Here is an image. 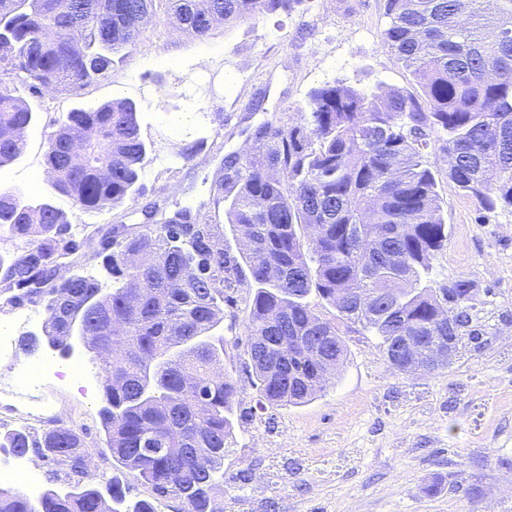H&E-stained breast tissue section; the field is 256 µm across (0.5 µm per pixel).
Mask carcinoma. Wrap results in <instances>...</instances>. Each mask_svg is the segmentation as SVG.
Returning a JSON list of instances; mask_svg holds the SVG:
<instances>
[{
    "label": "carcinoma",
    "mask_w": 512,
    "mask_h": 512,
    "mask_svg": "<svg viewBox=\"0 0 512 512\" xmlns=\"http://www.w3.org/2000/svg\"><path fill=\"white\" fill-rule=\"evenodd\" d=\"M304 0H0V73L23 75L41 92L76 91L105 76L114 54L132 48L164 13L174 28L203 39L219 21L292 11ZM382 41L408 69L410 91L367 92L338 81L315 88L297 122L254 133L258 146L228 155L210 193L243 242L256 286L248 305L247 353L269 404L301 406L325 386L321 362L343 364L352 326L381 339L390 367L398 337L432 343L484 335L467 276L429 277L448 248V230L427 160L442 139L448 179L487 211L512 210V0H385ZM33 119L0 85V166L21 155ZM151 148L136 104L113 100L73 108L46 145L51 185L87 211L112 210L143 194ZM147 225L121 234L97 228L79 243L66 212L48 200L0 191V230L21 241L0 254V290L11 301L45 304L44 336L66 355L78 321L100 354L105 405L100 419L112 458L127 474L173 496L184 512H220L230 411L238 394L224 373V337L214 334L235 307L242 276L210 216L157 205ZM99 260L112 279L83 274L72 257ZM332 305V321L307 297ZM0 448L23 457L41 449L73 479L36 503L0 491V512H155L126 503L123 488L93 483L84 440L59 427L42 437L0 430Z\"/></svg>",
    "instance_id": "obj_1"
}]
</instances>
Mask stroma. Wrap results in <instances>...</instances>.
<instances>
[{
	"mask_svg": "<svg viewBox=\"0 0 512 512\" xmlns=\"http://www.w3.org/2000/svg\"><path fill=\"white\" fill-rule=\"evenodd\" d=\"M384 0H305L300 11L218 24L199 40L157 19L105 79L76 93L40 94L9 79L34 119L25 149L0 167V189L65 210L76 238L97 226L145 224L153 203L172 210L207 201L222 159L244 150L256 127L285 126L310 89L347 79L366 90L409 88L413 77L381 39ZM133 100L152 148L140 172L143 195L113 210L88 212L58 195L45 175L50 135L72 108ZM193 160L182 148L199 137ZM448 247L432 256L445 282L465 274L479 286L475 305L487 332L466 342L451 364L428 375L394 372L378 337L346 336L348 355L335 377L300 407L258 410L246 353V308L254 294L243 279L224 338V370L239 391L224 454V484L214 499L224 512H512V211L485 212L446 173L437 176ZM43 305L18 306L0 292V329L14 337L0 387L22 385L32 363L82 367V379L48 376V405L26 396L0 399V424L39 436L77 429L96 481L118 480L127 501L155 512H183L178 498L159 497L112 459L101 426L100 364L88 354L64 358L44 342Z\"/></svg>",
	"mask_w": 512,
	"mask_h": 512,
	"instance_id": "1",
	"label": "stroma"
}]
</instances>
